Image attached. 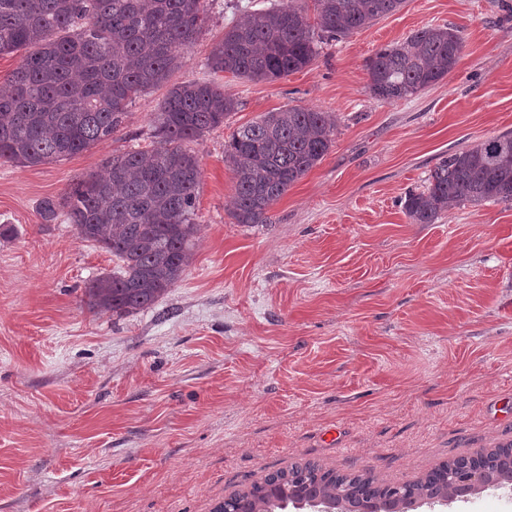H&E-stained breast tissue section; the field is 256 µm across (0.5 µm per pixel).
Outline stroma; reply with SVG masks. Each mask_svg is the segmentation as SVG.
<instances>
[{"mask_svg": "<svg viewBox=\"0 0 512 512\" xmlns=\"http://www.w3.org/2000/svg\"><path fill=\"white\" fill-rule=\"evenodd\" d=\"M273 2L206 0L184 64L112 139L0 166V512H212L296 461L399 484L512 443V204L403 210L442 157L512 131V0H406L285 79L212 75L225 29ZM446 25L465 40L454 71L369 93L367 58ZM212 79L238 106L192 145L190 267L150 308L90 311L86 284L117 261L41 202L148 149L169 85ZM295 106L336 115L332 147L271 223H235L225 141Z\"/></svg>", "mask_w": 512, "mask_h": 512, "instance_id": "stroma-1", "label": "stroma"}]
</instances>
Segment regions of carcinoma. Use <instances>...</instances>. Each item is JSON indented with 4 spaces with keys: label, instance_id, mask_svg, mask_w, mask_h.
<instances>
[{
    "label": "carcinoma",
    "instance_id": "1",
    "mask_svg": "<svg viewBox=\"0 0 512 512\" xmlns=\"http://www.w3.org/2000/svg\"><path fill=\"white\" fill-rule=\"evenodd\" d=\"M205 0H0V55L24 51L0 93V164L37 166L112 138L129 104L165 83L206 27ZM282 0L224 31L206 66L251 81H277L312 64L322 37L371 26L405 0ZM464 49L458 27L423 28L367 59L370 93L406 99L451 72ZM236 101L215 81L172 87L156 113L149 150L114 153L104 172L76 181L40 204L51 222L65 211L79 236L118 260L117 270L85 286L91 310L117 316L146 309L181 279L194 255V221L202 169L189 144L224 125ZM336 136L330 112L291 107L239 128L224 145L235 179L233 218L269 224L271 207L327 154ZM512 204V132L442 158L425 189L404 211L413 224H433L452 204ZM479 463L489 478L512 476V444L442 463L424 478L379 485L310 461L276 470L237 491L213 512H288L311 499L339 502L346 512L382 502L409 512L417 500L460 495L458 477Z\"/></svg>",
    "mask_w": 512,
    "mask_h": 512
}]
</instances>
